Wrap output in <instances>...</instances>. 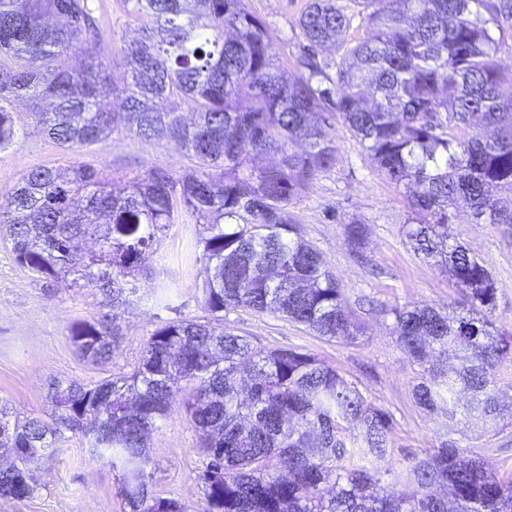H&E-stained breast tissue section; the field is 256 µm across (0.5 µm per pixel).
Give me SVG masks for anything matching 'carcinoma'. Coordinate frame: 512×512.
Returning <instances> with one entry per match:
<instances>
[{
  "mask_svg": "<svg viewBox=\"0 0 512 512\" xmlns=\"http://www.w3.org/2000/svg\"><path fill=\"white\" fill-rule=\"evenodd\" d=\"M356 2L368 35L352 40L336 0H308L298 18L307 75L291 77L246 0H124L146 23L122 48L118 82L100 55L78 68L60 62L98 39L88 0H0V145L16 136L12 103L28 98L48 101L42 132L62 146H89L122 125L175 139L200 163L179 178L134 176L119 195L89 164L64 175L30 170L0 197V232L15 262L47 282L73 276L98 290V312L71 328L70 341L82 359L104 364L119 349L111 308L124 295L143 300L128 277L181 206L204 225L188 258L203 265L193 300L209 315L159 324L129 373L51 382L45 416L1 403L0 454L14 464L0 467V498L38 492L34 472L67 430L110 463L123 512H188L155 495L147 471L150 437L184 391L204 512H512V470L488 468L483 449L455 438L512 421V386L498 381L512 367V336L496 326L486 264L448 243L461 202L474 224H512V200L501 197H512V73L501 69L489 28L512 29V0ZM325 46L342 51L333 76L314 53ZM109 86L123 95V111L106 99ZM172 97L190 106L193 122L158 108ZM322 112L339 113L404 186L424 216L402 225L407 243L462 296L451 317L426 304L390 310L396 345L420 368L413 399L443 415L449 438L387 484L356 460L387 454L389 412L316 355L257 348L224 326V312L247 309L344 343L364 333L288 214L336 161L329 122L311 120ZM475 116L494 133L456 136ZM261 153L280 162L248 168ZM88 237L98 250L83 253L77 244Z\"/></svg>",
  "mask_w": 512,
  "mask_h": 512,
  "instance_id": "obj_1",
  "label": "carcinoma"
}]
</instances>
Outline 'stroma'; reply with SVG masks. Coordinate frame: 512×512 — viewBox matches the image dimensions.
I'll return each instance as SVG.
<instances>
[{"instance_id": "stroma-1", "label": "stroma", "mask_w": 512, "mask_h": 512, "mask_svg": "<svg viewBox=\"0 0 512 512\" xmlns=\"http://www.w3.org/2000/svg\"><path fill=\"white\" fill-rule=\"evenodd\" d=\"M306 3L247 0L249 9L267 24L280 65L292 75L302 72L299 60L305 40L297 21ZM91 5L101 37L85 49L103 55L111 71L122 74V47L143 20L128 14L123 0H92ZM14 113L16 137L0 148V194L37 166L64 170L89 163L112 175L119 186L153 168L179 177L197 167L181 143L146 139L124 128L86 148H63L43 134L44 116L30 102H15ZM332 128L338 147L335 166L318 173L288 212L340 281L348 309L366 326V336L355 344L330 341L281 317L243 309L226 313L224 324L260 348L315 354L356 383L369 401L389 411L395 425L388 453L367 463L388 480L410 458L438 447L446 438L443 417L423 410L413 399L418 367L395 343L391 310L427 304L449 313L461 296L445 273L406 245L401 227L414 212L404 187L373 164L343 118H334ZM348 224L365 225L362 248L348 243L344 233ZM201 230L187 214H175L136 276L141 302L114 308L119 350L104 367L81 359L69 339L71 325L96 313V291L69 279L50 284L37 278L16 264L10 243L0 240V401L25 415L45 414L50 409L51 380L94 383L129 371L162 320L202 317L192 299L202 267L185 258ZM448 237L487 262L497 288V326L512 333V224L471 223L469 210L462 205L448 224ZM161 288L168 291L165 305L150 304V296ZM149 455L152 491L181 500L189 512H202L204 495L196 480L201 464L197 435L182 403H174L153 434ZM36 476L41 485L38 494L23 501L0 498V512H121L110 464L92 458L80 436L66 435Z\"/></svg>"}]
</instances>
